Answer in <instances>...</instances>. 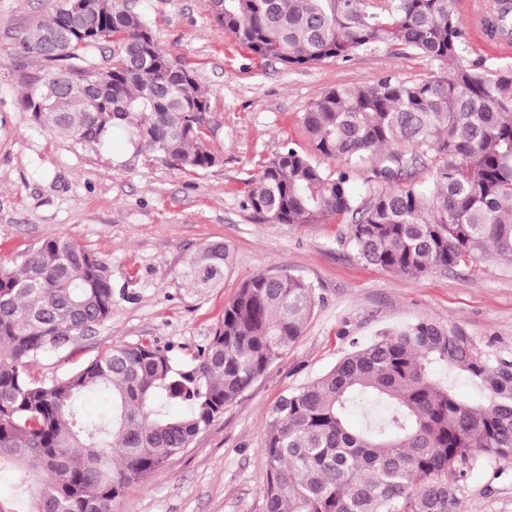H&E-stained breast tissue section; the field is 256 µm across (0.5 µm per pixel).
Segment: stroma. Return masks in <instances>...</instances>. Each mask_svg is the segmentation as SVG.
<instances>
[{"label":"stroma","mask_w":512,"mask_h":512,"mask_svg":"<svg viewBox=\"0 0 512 512\" xmlns=\"http://www.w3.org/2000/svg\"><path fill=\"white\" fill-rule=\"evenodd\" d=\"M158 43L207 89L208 140L220 156L199 176L134 156L124 129L82 150L37 123L22 105L34 77L52 66L24 52L27 31L55 0H0V265L16 266L43 240L64 235L105 259L112 272L110 322L70 347L42 356L32 375L62 377L115 344L151 340L190 360L240 285L277 267L314 286L315 307L288 354L227 407L183 453L117 499L113 512H264L267 411L294 388L327 372L354 346L385 329L420 320L465 336L492 362L512 363V266L488 259L400 281L358 259L348 224H267L242 206L258 162L287 141L305 143L301 117L339 85L393 76H444L446 63L398 47L349 62L287 68L255 57L227 36L207 0H126ZM492 0H455L466 59L481 70L512 69L494 49L477 13ZM231 248V271L212 288L184 276L205 244ZM464 512H512V463L502 475L471 473Z\"/></svg>","instance_id":"stroma-1"}]
</instances>
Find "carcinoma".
<instances>
[{"instance_id":"1","label":"carcinoma","mask_w":512,"mask_h":512,"mask_svg":"<svg viewBox=\"0 0 512 512\" xmlns=\"http://www.w3.org/2000/svg\"><path fill=\"white\" fill-rule=\"evenodd\" d=\"M224 33L285 67L348 62L391 46L448 62L421 82L386 77L338 86L302 116L310 148L290 142L262 163L246 208L270 224L349 221L358 257L400 280L484 256L512 265V74L472 68L451 0H209ZM59 0L21 41L67 68L26 94L34 119L80 149L121 127L138 154L198 176L218 155L204 121L207 90L120 0ZM489 25L512 37V0H493ZM111 48L104 77L88 54ZM387 188L355 196L365 162ZM430 164L424 185L417 167ZM222 241L190 258L198 288L224 279ZM106 261L64 235L17 267L0 265V469L12 468L25 512H112L126 489L190 447L304 334L313 286L272 268L245 281L213 336L188 362L151 341L114 345L51 382L29 367L112 320ZM439 365L489 394L477 406L436 382ZM106 391L112 413L79 408ZM184 406L173 415L169 407ZM361 410L364 423L352 425ZM264 512H463L477 467L512 461V364L493 365L467 338L431 321L386 330L268 411Z\"/></svg>"}]
</instances>
